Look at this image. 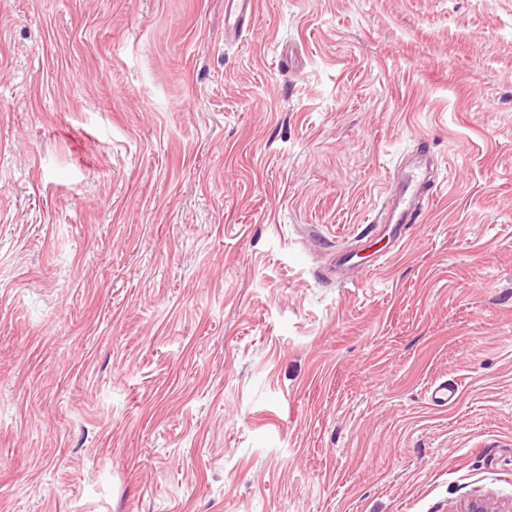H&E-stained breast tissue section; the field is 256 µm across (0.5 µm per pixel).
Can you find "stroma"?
<instances>
[{"mask_svg":"<svg viewBox=\"0 0 512 512\" xmlns=\"http://www.w3.org/2000/svg\"><path fill=\"white\" fill-rule=\"evenodd\" d=\"M446 183L322 272L402 156ZM459 399L441 410L427 387ZM512 512V0H0V512ZM224 17L228 25L226 34L241 35L244 29L253 25L255 0H225ZM356 256L358 254L353 249H337L335 261L329 265L327 275L336 278V281H342L351 271L360 269L357 268L360 265L353 261Z\"/></svg>","mask_w":512,"mask_h":512,"instance_id":"stroma-1","label":"stroma"}]
</instances>
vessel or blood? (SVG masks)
Listing matches in <instances>:
<instances>
[{"label":"vessel or blood","instance_id":"obj_1","mask_svg":"<svg viewBox=\"0 0 512 512\" xmlns=\"http://www.w3.org/2000/svg\"><path fill=\"white\" fill-rule=\"evenodd\" d=\"M255 0H225L224 17L228 22L227 34H242L253 23ZM439 183L428 172L418 167L402 166L396 176V189L387 197L378 213V218L370 224L368 237H380L389 243L402 244L410 235L414 224L420 223L425 208L424 201L433 199ZM354 250L341 248L327 269L329 277L343 280L351 271L356 270Z\"/></svg>","mask_w":512,"mask_h":512}]
</instances>
